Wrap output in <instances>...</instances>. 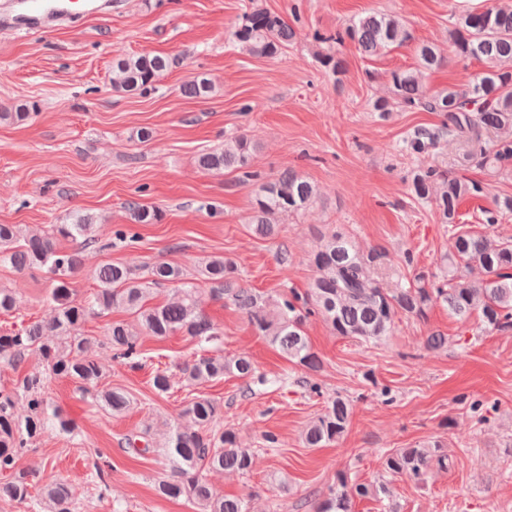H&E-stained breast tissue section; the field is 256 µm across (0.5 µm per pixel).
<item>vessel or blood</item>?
Wrapping results in <instances>:
<instances>
[{"mask_svg": "<svg viewBox=\"0 0 512 512\" xmlns=\"http://www.w3.org/2000/svg\"><path fill=\"white\" fill-rule=\"evenodd\" d=\"M112 0H6L0 6V30L29 32L64 26L83 15H107Z\"/></svg>", "mask_w": 512, "mask_h": 512, "instance_id": "b4317fda", "label": "vessel or blood"}]
</instances>
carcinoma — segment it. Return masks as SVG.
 I'll return each instance as SVG.
<instances>
[{
    "label": "carcinoma",
    "mask_w": 512,
    "mask_h": 512,
    "mask_svg": "<svg viewBox=\"0 0 512 512\" xmlns=\"http://www.w3.org/2000/svg\"><path fill=\"white\" fill-rule=\"evenodd\" d=\"M296 28L264 9L245 13L236 38L251 54L269 57L293 43ZM323 42L349 39L369 57H378L409 39L406 23L395 15L370 12L351 21L336 35L316 36ZM448 43L457 55L486 65L469 83L458 88L431 91L422 74L445 63L439 45L422 42L415 48L417 67L390 72V96L379 97L373 110L386 115L393 111L422 109L443 117L440 127L418 128L406 141V151L417 160L411 170L410 189L419 201H433L448 224L458 218L461 203L483 192L481 183L445 171L425 162L446 135L462 139L466 152L461 169L475 166L500 172L512 165V3L498 0L481 11L456 17L448 30ZM170 66L169 58L139 54L112 62L116 90L134 94L152 87ZM186 96L207 99L214 85L198 76L183 86ZM252 141L244 136L224 140L219 150L203 152L198 165L205 171H237L246 179L251 171ZM316 197L315 187L296 173L285 170L259 184L253 204L251 224L256 234L272 238L279 233L278 218L304 212ZM136 224H157L159 211L137 201L127 203ZM512 214V196H499L494 208L484 211L485 222L499 223ZM454 252L445 259L438 279L418 277L415 285L391 284L392 265L380 248L364 251L347 232L323 236L312 254L316 276L302 294L291 290L276 296L265 295L239 284L237 268L223 256H210L198 262V273L210 285L213 296L230 301L244 313L255 333L276 346L289 362L301 366L308 375L319 373L323 360L305 333L312 314H320L338 336L365 344H377L394 330L402 318L423 319L436 303L462 322L478 315L487 332L512 329V242L490 235H474L454 230ZM81 239L85 248H106L116 239L126 244L138 242L139 235L123 229H101L90 216L78 214L69 224H55L49 233L24 230L18 224H0V261L18 271L46 267L53 274L49 300L54 308L52 321L31 322L0 334V359L17 367L33 352L38 353L44 370L32 372L11 389H0V472L15 469L16 461L33 449L38 440L66 423L44 396L48 377L69 379L93 390L95 402L113 416L125 413L130 398L121 388H99L103 372L95 351L104 346L116 360L142 365L140 336L167 337L181 333L194 339L200 353L182 367L185 386L201 388L234 374L265 384L257 375L250 356L240 353L224 356L218 349V327L198 307L197 287L186 281L182 267L165 261L154 263L143 272L136 267L106 264L96 273L97 289L90 299L73 297L70 279L79 259L75 253L57 250V238ZM478 268L480 281L469 277ZM178 283L179 297L164 305H153L150 297L167 284ZM21 301L10 290L0 288V314L20 311ZM122 309L132 321H116L103 338L88 336V317ZM25 401L27 415L14 413L16 400ZM182 414L194 428L170 426L162 445L169 478L158 483L163 498H184L198 512H250L248 500L227 497L201 476V471L232 470L248 472L253 451L239 446L234 431L224 427V405L206 395L193 397ZM350 402L338 395L306 426L302 440L308 448H322L337 441L350 423ZM448 468V453L439 442L398 448L386 454L383 469L388 479L372 483H352L340 476L328 495L317 503L315 512H352L353 500L371 497L394 512L390 480L405 478L415 484L426 479L432 465ZM29 475L13 474L0 482V501L25 504L33 512H75L72 494L66 484L52 482L32 495Z\"/></svg>",
    "instance_id": "carcinoma-1"
}]
</instances>
